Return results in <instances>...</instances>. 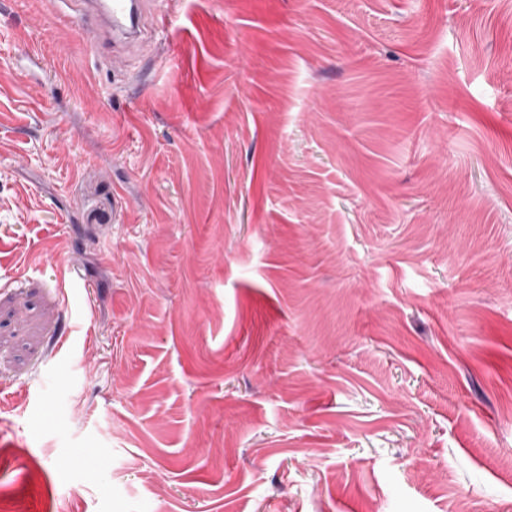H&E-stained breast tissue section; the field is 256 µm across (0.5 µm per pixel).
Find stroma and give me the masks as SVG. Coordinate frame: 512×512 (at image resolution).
<instances>
[{"mask_svg":"<svg viewBox=\"0 0 512 512\" xmlns=\"http://www.w3.org/2000/svg\"><path fill=\"white\" fill-rule=\"evenodd\" d=\"M156 16L0 0V512H512V0ZM95 1H85L86 10L92 13L99 21L93 35V42L101 40L111 43L115 51L116 32L126 33L130 41L126 42L127 50L141 47L147 42L148 31L145 26V6L147 1L142 0H104L103 10L95 8ZM112 35V37H111Z\"/></svg>","mask_w":512,"mask_h":512,"instance_id":"stroma-1","label":"stroma"}]
</instances>
